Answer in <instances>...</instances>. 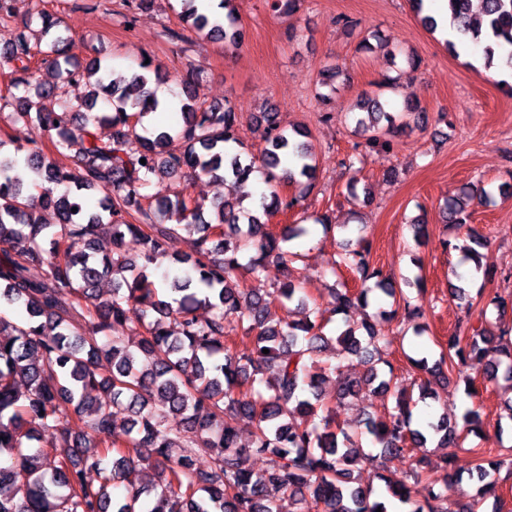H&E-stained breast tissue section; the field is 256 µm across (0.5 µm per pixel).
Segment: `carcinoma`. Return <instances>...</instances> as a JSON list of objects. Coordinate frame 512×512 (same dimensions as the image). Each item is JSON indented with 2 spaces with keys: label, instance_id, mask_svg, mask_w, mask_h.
<instances>
[{
  "label": "carcinoma",
  "instance_id": "obj_1",
  "mask_svg": "<svg viewBox=\"0 0 512 512\" xmlns=\"http://www.w3.org/2000/svg\"><path fill=\"white\" fill-rule=\"evenodd\" d=\"M199 2L178 0L181 19L200 39L240 45L243 29L233 0L219 3L221 19L203 11ZM37 17L48 41L22 33L0 49V70L12 76L8 95H0V109L15 107L14 120L48 136L53 148L48 155L34 141L7 151V141L0 138V301L24 311L17 323L0 316V512H279L275 494L280 492L302 503L312 498L316 512H387L354 476V467L374 462L363 449L359 429L372 437L382 457L412 453L433 442L439 448H464L467 435L479 427L477 411H467L461 425L441 416L428 423L425 433L412 427L413 408L434 396L432 383L447 382L446 364L460 373L469 363L485 360L490 380L501 378L512 390V331L494 330L486 311L465 300L467 335L448 337L452 355L430 370L426 361H413L429 378L399 389L384 371L391 364L372 326L362 323L361 333L347 325L335 337L338 355L363 359L366 372L349 377L337 364L332 369L336 401L369 384L386 393L394 388L397 395L384 415L365 416L351 432L336 430L330 402L317 393L323 376L315 372L314 355L329 341L323 312L309 305L310 298L290 279L271 291L242 288L237 279L240 259L250 251L247 269L256 280L265 261L288 265L298 257L289 242L307 236L308 226L289 224L277 235L266 219L294 209L316 188L309 132L289 129L280 113L264 111L259 122L270 143L266 156L257 162L242 150H228L226 144L237 142L242 112L229 101L200 103L199 75L192 69L180 78L185 95L181 128L151 129L147 118L158 110V101L144 87L164 79L158 68L142 62L126 80L113 78L99 58L72 67L65 54L68 38L56 31L57 18L45 9ZM446 43L453 53L459 44L469 46L488 68L512 70V0H448ZM39 59L57 71L60 83L39 85L37 97L59 95V112L43 111L30 95L32 63ZM358 108L356 126L373 131L365 139L367 147H391L387 135L406 127L378 98L367 97ZM99 124L112 127V138L98 136ZM135 133L141 151L134 155L124 143ZM174 136L184 142L178 155L166 151ZM21 153L37 178L65 186L64 192L37 194L35 182L23 187L12 175ZM287 156L295 163L285 169ZM64 158L76 160L77 167L70 168ZM142 158L146 163H140ZM257 168L266 176L269 193L250 209L243 202L252 196L246 187ZM184 169L230 178L243 197L213 205L206 220L202 204L182 192L147 193L154 179ZM288 182L299 186V196L280 195L278 187ZM90 190L102 193L95 206ZM474 202L488 206L494 198L485 189L458 188L444 205V223L466 229L469 243L459 250L480 270L485 255L479 249L486 241L465 228ZM47 211L55 217L52 224L42 218ZM180 229L199 234L195 256L175 252ZM128 235L142 246L138 261L117 252ZM166 260L191 268L188 275L173 278L169 300L150 279L154 267ZM33 262L44 266L39 279L28 275ZM344 263L355 270L359 285L329 288L332 314L367 308L375 292L396 298L397 289L371 263L369 246L359 245ZM485 274L491 278L494 270L488 267ZM105 279L117 281L110 299L97 294ZM134 305L142 317L139 340L132 346L107 331L125 324ZM275 305L286 316L270 324ZM200 307L209 309L208 318L197 316ZM230 317L249 332L239 349L225 345ZM104 361L106 374L101 372ZM121 413L126 420L119 427L114 417ZM240 415L255 423L246 444L235 427ZM171 416L179 418L178 427L167 425ZM74 419L85 430L72 432ZM48 429L58 434L61 446L52 453L32 449ZM503 433L499 422L494 456L465 448L471 468L454 474L466 471L475 478L478 497L453 509L436 489L438 479L426 470L425 454L416 459L425 472L422 500H413L403 481L382 473L378 478L393 499L410 506L409 512H480L489 498L491 512H503L505 501L494 479L501 467L512 465V445L503 444ZM204 448L218 452L213 464L201 469L193 456ZM254 454L269 455L268 467L257 475L248 467ZM147 469L161 474L153 491L142 486ZM90 472L98 475V483L88 478ZM120 486L124 494H114Z\"/></svg>",
  "mask_w": 512,
  "mask_h": 512
}]
</instances>
